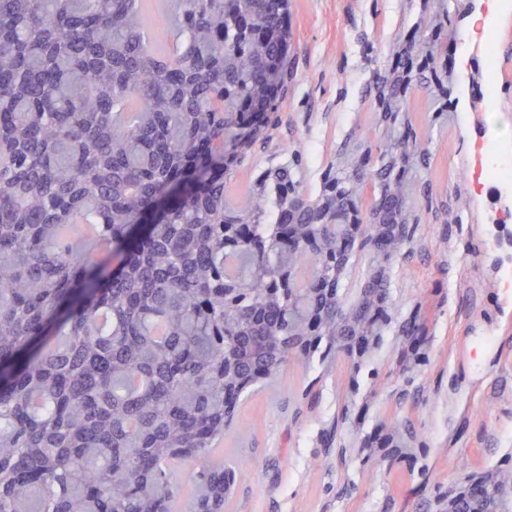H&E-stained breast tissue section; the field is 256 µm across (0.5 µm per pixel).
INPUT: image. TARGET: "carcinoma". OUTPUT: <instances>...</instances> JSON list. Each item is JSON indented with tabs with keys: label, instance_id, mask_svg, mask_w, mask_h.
Listing matches in <instances>:
<instances>
[{
	"label": "carcinoma",
	"instance_id": "obj_1",
	"mask_svg": "<svg viewBox=\"0 0 512 512\" xmlns=\"http://www.w3.org/2000/svg\"><path fill=\"white\" fill-rule=\"evenodd\" d=\"M179 39L148 45L144 0H0V512H224L237 469L210 456L237 405L291 360L369 335L431 165L410 113L450 23L400 44L380 109L341 146L320 203L300 154L238 202L224 171L287 80V0H168ZM422 57L418 68L410 65ZM386 238L338 248L349 218ZM368 256L361 291L336 295ZM313 320L321 342L305 347ZM195 466L193 463L183 465L175 475V481L179 488V495L176 503L178 512H188L186 504L193 485Z\"/></svg>",
	"mask_w": 512,
	"mask_h": 512
}]
</instances>
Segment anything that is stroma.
Masks as SVG:
<instances>
[{
    "instance_id": "1",
    "label": "stroma",
    "mask_w": 512,
    "mask_h": 512,
    "mask_svg": "<svg viewBox=\"0 0 512 512\" xmlns=\"http://www.w3.org/2000/svg\"><path fill=\"white\" fill-rule=\"evenodd\" d=\"M454 37L438 41L448 67V122L424 96L404 99L432 155L423 177L446 192L448 221L419 207L410 243L396 255L390 302L397 321L424 318L426 361L402 370L393 335L360 371L337 355L328 365L292 362L241 403L215 458L248 460L224 512H431L433 501L470 471L512 467V216L491 186L475 194L470 165L488 137L489 113L512 121V7L485 37L495 59L462 58L458 33L472 15L448 0ZM423 0H289L288 90L267 142L254 144L236 181H252L299 150L301 189L317 197L341 143L376 108L366 92L388 69L395 38L414 37ZM494 86L490 100L471 86ZM410 421L416 451L386 465V426ZM352 450L337 461V448Z\"/></svg>"
}]
</instances>
